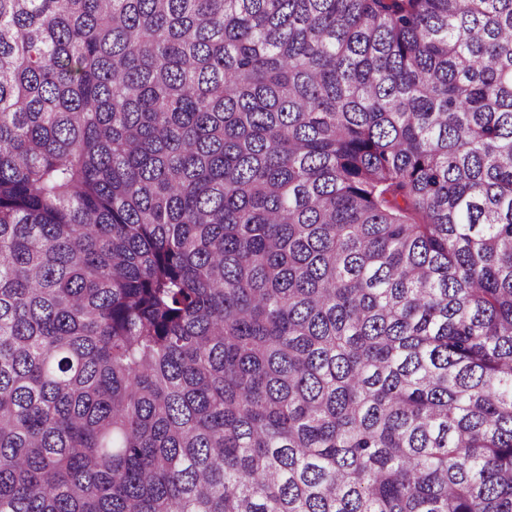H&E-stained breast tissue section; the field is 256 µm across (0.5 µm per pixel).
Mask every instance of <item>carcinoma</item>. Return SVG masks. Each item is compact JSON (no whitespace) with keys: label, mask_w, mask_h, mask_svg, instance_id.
Returning <instances> with one entry per match:
<instances>
[{"label":"carcinoma","mask_w":512,"mask_h":512,"mask_svg":"<svg viewBox=\"0 0 512 512\" xmlns=\"http://www.w3.org/2000/svg\"><path fill=\"white\" fill-rule=\"evenodd\" d=\"M0 512H512V0H0Z\"/></svg>","instance_id":"1"}]
</instances>
